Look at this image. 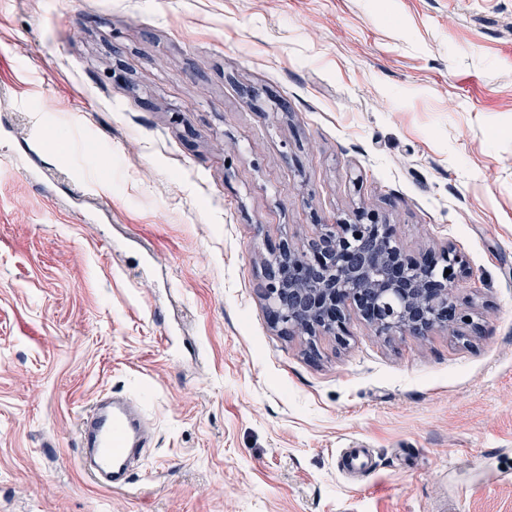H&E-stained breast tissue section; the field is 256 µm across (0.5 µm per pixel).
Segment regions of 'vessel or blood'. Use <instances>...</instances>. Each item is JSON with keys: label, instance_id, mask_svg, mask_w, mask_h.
I'll use <instances>...</instances> for the list:
<instances>
[{"label": "vessel or blood", "instance_id": "b4317fda", "mask_svg": "<svg viewBox=\"0 0 512 512\" xmlns=\"http://www.w3.org/2000/svg\"><path fill=\"white\" fill-rule=\"evenodd\" d=\"M76 435L81 468L91 482L107 490L126 487L132 458L150 444L143 407L126 395L107 394L95 400L81 414ZM338 468L345 473L371 472L367 449H342Z\"/></svg>", "mask_w": 512, "mask_h": 512}]
</instances>
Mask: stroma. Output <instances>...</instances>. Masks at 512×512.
<instances>
[{
    "mask_svg": "<svg viewBox=\"0 0 512 512\" xmlns=\"http://www.w3.org/2000/svg\"><path fill=\"white\" fill-rule=\"evenodd\" d=\"M0 99V512H512V0H0ZM361 209L465 255L474 330L270 325L271 246ZM80 467L101 488L120 490L130 482V463L150 444L142 405L131 396L104 395L78 420ZM338 468L344 473L373 472L366 448H343L338 458Z\"/></svg>",
    "mask_w": 512,
    "mask_h": 512,
    "instance_id": "obj_1",
    "label": "stroma"
}]
</instances>
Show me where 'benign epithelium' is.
I'll return each mask as SVG.
<instances>
[{
    "mask_svg": "<svg viewBox=\"0 0 512 512\" xmlns=\"http://www.w3.org/2000/svg\"><path fill=\"white\" fill-rule=\"evenodd\" d=\"M365 238L373 246L361 250L357 242ZM467 269L465 256L450 245L405 253L393 226L368 215L316 225L304 248L281 240L264 267V295L273 326L284 336L308 337L314 350L322 336L347 344L352 313L380 337L426 336L438 327L454 334L473 325L454 294Z\"/></svg>",
    "mask_w": 512,
    "mask_h": 512,
    "instance_id": "benign-epithelium-1",
    "label": "benign epithelium"
}]
</instances>
